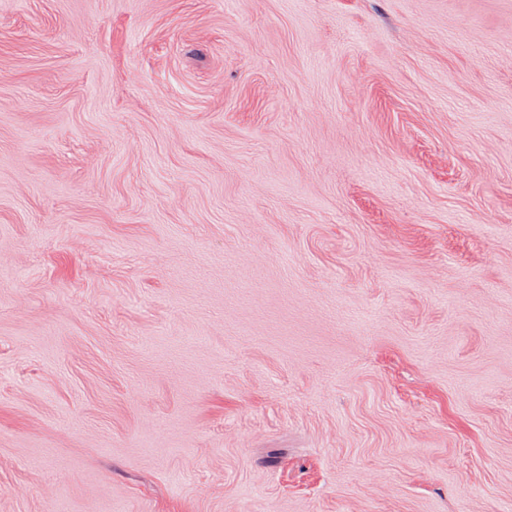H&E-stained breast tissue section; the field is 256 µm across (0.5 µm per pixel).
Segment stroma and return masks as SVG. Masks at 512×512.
<instances>
[{
  "mask_svg": "<svg viewBox=\"0 0 512 512\" xmlns=\"http://www.w3.org/2000/svg\"><path fill=\"white\" fill-rule=\"evenodd\" d=\"M0 512H512V0H0Z\"/></svg>",
  "mask_w": 512,
  "mask_h": 512,
  "instance_id": "1",
  "label": "stroma"
}]
</instances>
